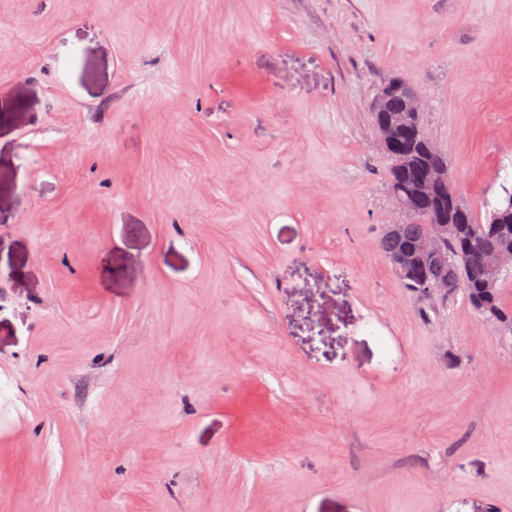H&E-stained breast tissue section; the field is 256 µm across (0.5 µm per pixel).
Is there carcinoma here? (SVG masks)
Listing matches in <instances>:
<instances>
[{
	"instance_id": "cac0c4a2",
	"label": "carcinoma",
	"mask_w": 512,
	"mask_h": 512,
	"mask_svg": "<svg viewBox=\"0 0 512 512\" xmlns=\"http://www.w3.org/2000/svg\"><path fill=\"white\" fill-rule=\"evenodd\" d=\"M391 104L392 116L401 119L404 131L399 137L394 150L386 151L390 158L388 185L408 184L420 178L426 167V157L422 147L428 144L421 118L408 116L402 113L399 95L392 93L387 96ZM502 196L498 202L486 203L484 220H479L474 210L464 204L463 222L456 223V209L446 212L448 223L453 230L445 242L448 256L459 261V281L455 287L464 289L469 303L477 302L487 314H494L500 318L506 316L512 320V308L503 305L500 296V285L503 277L496 278L491 288H486L487 273L482 257L486 255L499 241L501 233L497 232L500 224L512 225V186L501 184ZM439 214L438 204L433 199H422L415 202L409 214V221L405 224L399 237L394 239H381L379 246L386 256L405 251L417 258L410 276L402 278L405 287L415 289L418 282L431 279L438 272L428 265L421 255L419 245L429 232V225Z\"/></svg>"
}]
</instances>
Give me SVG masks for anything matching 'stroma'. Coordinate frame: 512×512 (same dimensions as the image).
Here are the masks:
<instances>
[{
  "mask_svg": "<svg viewBox=\"0 0 512 512\" xmlns=\"http://www.w3.org/2000/svg\"><path fill=\"white\" fill-rule=\"evenodd\" d=\"M397 76L483 212L512 0H0V512H512V337L378 246ZM377 98V97H376ZM375 105L378 110L371 108L372 112V123L371 126V136L374 137L375 141L386 148H391L394 144L396 135L398 133L399 128V120L393 119L392 117H384L380 121H375L380 117H383L384 112H379V110H383L386 105V100L384 97H379L375 99Z\"/></svg>",
  "mask_w": 512,
  "mask_h": 512,
  "instance_id": "obj_1",
  "label": "stroma"
}]
</instances>
